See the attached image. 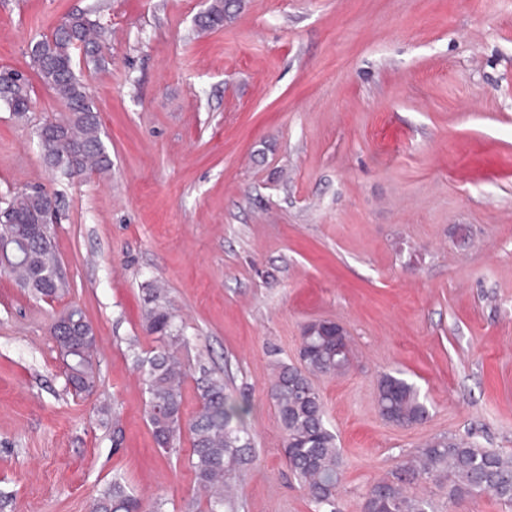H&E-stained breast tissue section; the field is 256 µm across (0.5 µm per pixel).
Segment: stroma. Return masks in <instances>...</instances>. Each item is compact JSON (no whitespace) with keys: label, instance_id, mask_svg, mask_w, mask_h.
<instances>
[{"label":"stroma","instance_id":"stroma-1","mask_svg":"<svg viewBox=\"0 0 512 512\" xmlns=\"http://www.w3.org/2000/svg\"><path fill=\"white\" fill-rule=\"evenodd\" d=\"M202 0H0V67L31 109L0 107V198L39 186L72 289L48 303L0 274V512H89L119 478L164 512L200 492L189 434L155 443L132 350L155 348L141 297L165 282L188 343L185 416L199 364L245 403L256 460L240 512H314L290 474L271 397L304 327L340 324L351 364L313 379L344 461L340 512L426 441L512 454V0H242L218 30ZM82 10L107 67L77 65L110 173L57 179L36 131L62 106L29 44ZM80 306L99 376L75 396L48 333ZM425 399L422 423L386 422L381 374ZM434 512H512L492 494Z\"/></svg>","mask_w":512,"mask_h":512}]
</instances>
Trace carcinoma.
Wrapping results in <instances>:
<instances>
[{"mask_svg":"<svg viewBox=\"0 0 512 512\" xmlns=\"http://www.w3.org/2000/svg\"><path fill=\"white\" fill-rule=\"evenodd\" d=\"M241 7V0H207L198 27H224ZM86 52V65L105 67L102 38L90 12H72L48 34L30 44L36 73L63 105L57 118L38 132L41 158L54 174L74 178L104 175L112 158L101 138L99 113L88 98L86 84L74 70L75 53ZM0 103L22 118L30 109L27 81L20 72L0 71ZM52 195L43 188H23L0 207V248L5 262L0 272L15 278L36 297L49 293L59 298L70 293L51 233L35 236L29 225L50 221ZM142 320L146 333L159 346L148 355L133 353L142 373L147 399V419L158 447L168 449L182 430L190 433V465L198 489L206 497V512H238L236 486L254 462L251 439L243 426L247 409L229 399L224 379L198 365L196 390L199 410L189 420L183 416V383L187 372L176 353L187 344L165 288L149 283L144 288ZM55 321L66 327L54 336L65 362L68 384L78 393L95 386L97 336L79 306L62 311ZM347 336L328 320L309 323L303 331L300 355L303 365L277 361L273 365L271 397L284 432L288 467L299 480L316 512H337L336 497L343 476V459L336 435L328 428L322 397L311 375L338 374L347 365ZM381 416L398 426L424 420L427 409L415 386L406 379L384 373L377 386ZM434 480L448 488V500L460 501L491 493L512 504V457L485 450L456 437L442 436L426 442L417 454L365 495L369 512H429L425 497L412 495L407 486ZM164 502H144L122 480L115 478L94 500L92 512H162Z\"/></svg>","mask_w":512,"mask_h":512,"instance_id":"1","label":"carcinoma"}]
</instances>
